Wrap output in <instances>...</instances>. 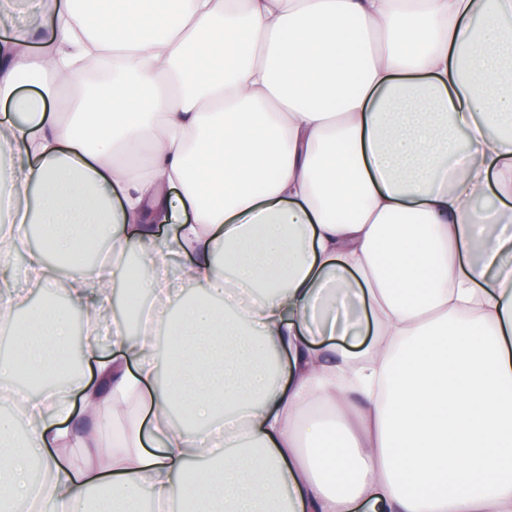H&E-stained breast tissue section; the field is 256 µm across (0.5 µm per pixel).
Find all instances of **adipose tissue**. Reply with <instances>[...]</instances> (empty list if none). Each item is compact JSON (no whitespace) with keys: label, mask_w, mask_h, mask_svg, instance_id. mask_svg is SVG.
<instances>
[{"label":"adipose tissue","mask_w":512,"mask_h":512,"mask_svg":"<svg viewBox=\"0 0 512 512\" xmlns=\"http://www.w3.org/2000/svg\"><path fill=\"white\" fill-rule=\"evenodd\" d=\"M13 9L0 255L39 288L99 238L112 265L74 263L64 308L0 282V379L51 378L70 308L112 317L94 381L22 407V446L0 416V512H512V0ZM95 54L119 62L102 90Z\"/></svg>","instance_id":"obj_1"}]
</instances>
